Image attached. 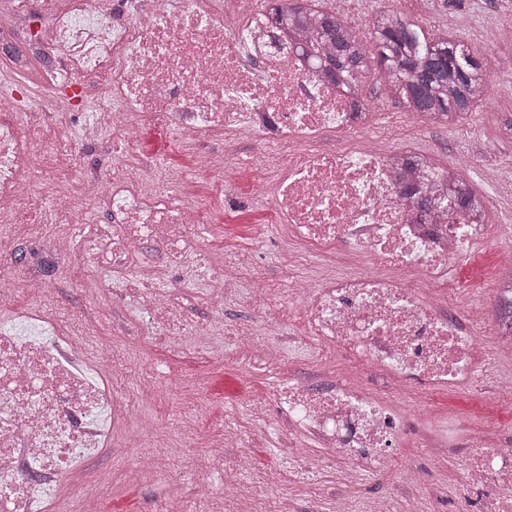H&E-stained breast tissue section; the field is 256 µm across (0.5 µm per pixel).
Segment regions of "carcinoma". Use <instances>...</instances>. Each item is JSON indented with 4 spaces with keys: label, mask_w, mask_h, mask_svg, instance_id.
Listing matches in <instances>:
<instances>
[{
    "label": "carcinoma",
    "mask_w": 512,
    "mask_h": 512,
    "mask_svg": "<svg viewBox=\"0 0 512 512\" xmlns=\"http://www.w3.org/2000/svg\"><path fill=\"white\" fill-rule=\"evenodd\" d=\"M269 2L274 25L302 30L317 72L360 98L373 68L382 75L381 89L386 95L436 122L456 121L475 103L493 98L495 85L487 66L468 47L446 33L427 32L418 21L394 9L374 17L366 38L336 12L307 7L321 0ZM442 192L443 198L453 199L463 212H486L481 198L461 175ZM401 193L421 211L438 202L418 186L403 185Z\"/></svg>",
    "instance_id": "1"
}]
</instances>
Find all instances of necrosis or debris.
I'll list each match as a JSON object with an SVG mask.
<instances>
[{
  "instance_id": "necrosis-or-debris-1",
  "label": "necrosis or debris",
  "mask_w": 512,
  "mask_h": 512,
  "mask_svg": "<svg viewBox=\"0 0 512 512\" xmlns=\"http://www.w3.org/2000/svg\"><path fill=\"white\" fill-rule=\"evenodd\" d=\"M244 2L239 15L227 0H6L0 7L12 17L0 23V49L9 50L15 73L42 60L53 76L48 96L89 86L95 101L76 142L63 147L26 133L20 99L0 96V253L15 247L7 225L35 223L40 180L77 177L74 192L54 197L53 207L76 217L90 204L109 218L79 240L35 233L22 281L33 305L15 307L0 295V512H58L60 489L119 436L138 469L156 461L155 424L142 409L154 385L124 398L117 377L133 366L130 354L112 343L87 351L81 327L48 301L75 262L97 267L82 288L107 303L127 293L112 291L105 274L136 268L170 280L142 295V335H172L189 350L212 343V325L189 317L174 287L193 270H207L204 300L213 314L224 312L227 273L192 232L196 209L170 198L173 174L154 180L143 161L108 178L76 174L75 153L100 149L108 129L129 146L146 126L174 132L219 179L249 163L273 164L274 179H256L251 195L271 206L293 252L363 259L358 270L296 280L284 291L251 273L250 299L268 313L261 333L233 329L237 352L279 370L290 337L304 344L315 371L272 384L252 409L256 425L225 432L233 458L206 459L225 492L239 491L247 449L270 421L284 444L278 481H287L292 465L301 476L336 465L372 471L402 487L403 512H419L429 474L398 464L402 439L419 430L414 410L430 394L471 381L495 353L512 351V231L497 235L492 300L456 301L454 264L484 243L487 225L451 203L419 212L400 193L399 173L439 180L412 155L426 117L410 112L378 124L304 55L273 54L269 0ZM34 15L52 29V41L30 33ZM241 140L258 145L255 157L227 153ZM217 142L224 150H214ZM334 359L348 372L328 370ZM368 372L385 378L392 394L369 386ZM423 443L465 447V489L490 494L487 512H512V447L500 428L475 436L466 419L451 415Z\"/></svg>"
}]
</instances>
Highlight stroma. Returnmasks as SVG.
<instances>
[{"label": "stroma", "mask_w": 512, "mask_h": 512, "mask_svg": "<svg viewBox=\"0 0 512 512\" xmlns=\"http://www.w3.org/2000/svg\"><path fill=\"white\" fill-rule=\"evenodd\" d=\"M393 7L421 22L430 33L444 31L450 38L462 41L486 63L500 93L473 107L468 136H458L451 126L433 124L418 134L417 148L447 163L466 159L463 175L483 200L490 223L511 221L512 201L496 198L486 176L500 170L512 173V138L500 134L496 125L497 116L512 114V50L491 41L495 27L512 20V0H394ZM68 95L73 107H65L58 100L41 111L23 113V121L59 140L76 139L88 114L83 93L72 89ZM143 157L155 161L157 170L175 169L188 174V181L174 186L173 193L185 195L202 207L204 220L197 225L196 233L215 258H223L228 252H246L265 277L276 282L293 279V270L279 261V246L287 232L273 226L266 206L253 200V171L244 169L232 174L239 202L225 205L223 193L210 174L197 165L191 151L181 146L172 132L153 127L140 133L131 150L120 141L106 138L97 162L107 171L114 162ZM259 224L268 227L267 238L261 243L254 238V228ZM497 246V238H489L459 259L455 276L468 294L490 297L497 275ZM84 275L83 269L72 270L68 281L54 292V305L65 316L87 308L96 319V338L107 337L125 345L132 356L142 358L151 367L157 394L150 411L155 419L156 438L164 446L153 471H134V456L130 453L119 460L107 455L92 463V472L105 483L99 501L101 512H110L117 505L128 506L133 512H235V501L226 496L220 474L206 470L204 460L223 444L225 428L246 425L250 408L265 399L275 374L241 361L235 354L234 340L227 333L220 335L212 348L192 353L178 352L171 344L142 336L137 328L141 320L139 303L131 300L109 306L97 299L85 300L77 286ZM222 373L239 380L237 395L222 398L213 393L212 385ZM451 413L466 416L477 430L497 419L512 433V416L505 415L496 401L494 378L483 372L469 386L440 391L430 400L429 420ZM279 445L278 436L272 432L266 440L251 446L252 471L243 482L267 497L288 495L296 512H301L303 502L296 490H284L271 478L280 463ZM399 457L401 465L423 466L432 475L420 492L423 512H486L481 495L462 491L456 454L430 451L408 436L399 449ZM202 481L215 489L205 502L192 495L195 485ZM317 487L323 501L329 504L339 496L348 497L353 512H365L368 504L384 499L396 507L402 499L398 487L384 476L363 472L349 481L339 467L320 480Z\"/></svg>", "instance_id": "obj_1"}]
</instances>
